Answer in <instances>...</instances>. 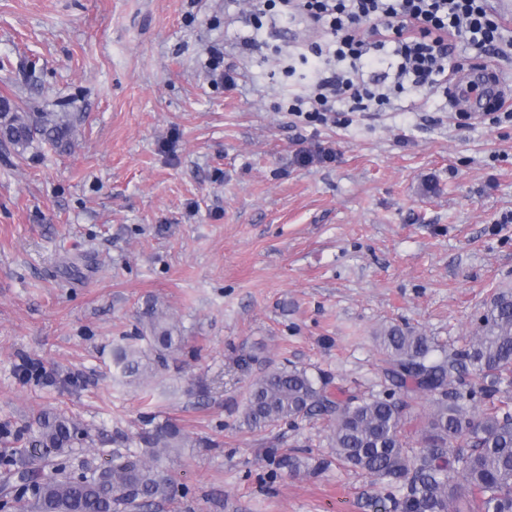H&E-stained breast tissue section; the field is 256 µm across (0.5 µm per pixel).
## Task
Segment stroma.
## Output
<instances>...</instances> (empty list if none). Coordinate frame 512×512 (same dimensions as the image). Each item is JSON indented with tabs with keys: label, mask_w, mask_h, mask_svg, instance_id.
<instances>
[{
	"label": "stroma",
	"mask_w": 512,
	"mask_h": 512,
	"mask_svg": "<svg viewBox=\"0 0 512 512\" xmlns=\"http://www.w3.org/2000/svg\"><path fill=\"white\" fill-rule=\"evenodd\" d=\"M311 37L256 26L245 0H0V97L71 127L0 145L1 454L61 410L95 440L70 465L98 464L156 414L191 442L158 512H394L322 417L261 433L243 404L288 363L344 399L393 393L405 433L422 425L430 395L392 391L374 336L461 352L512 289V120L425 87L307 121L286 103L317 61L283 68ZM504 39L495 57L458 43L449 72L512 91V23ZM152 306L181 344L129 384L112 350ZM290 455L311 470L289 474Z\"/></svg>",
	"instance_id": "1"
}]
</instances>
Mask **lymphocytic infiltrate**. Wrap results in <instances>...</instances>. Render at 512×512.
Wrapping results in <instances>:
<instances>
[{"label":"lymphocytic infiltrate","mask_w":512,"mask_h":512,"mask_svg":"<svg viewBox=\"0 0 512 512\" xmlns=\"http://www.w3.org/2000/svg\"><path fill=\"white\" fill-rule=\"evenodd\" d=\"M258 11L278 5L332 37L333 51L320 43L305 45L307 55L344 64L342 72L321 77L308 97L295 98L291 111H332L346 100L369 110L391 96L436 84L448 71L457 41L498 53L499 24L488 14L487 0H253ZM374 55L383 72L364 77V59Z\"/></svg>","instance_id":"1"}]
</instances>
